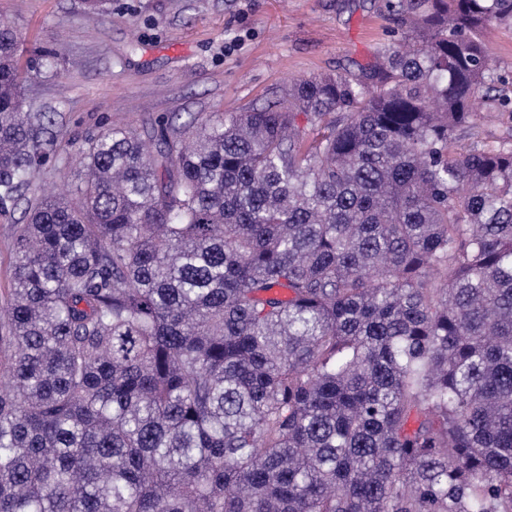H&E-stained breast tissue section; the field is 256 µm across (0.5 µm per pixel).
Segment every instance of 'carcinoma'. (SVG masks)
Instances as JSON below:
<instances>
[{
  "label": "carcinoma",
  "mask_w": 512,
  "mask_h": 512,
  "mask_svg": "<svg viewBox=\"0 0 512 512\" xmlns=\"http://www.w3.org/2000/svg\"><path fill=\"white\" fill-rule=\"evenodd\" d=\"M399 42L288 110L112 125L17 227L0 512H512V0H391ZM0 26V207L50 116ZM489 52L496 72L504 77L492 95L512 98V27L504 25L495 31ZM512 109L491 110L484 119L471 129L461 143L468 145L473 140H479L486 145H495L499 138L512 128Z\"/></svg>",
  "instance_id": "1"
}]
</instances>
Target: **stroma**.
<instances>
[{
  "mask_svg": "<svg viewBox=\"0 0 512 512\" xmlns=\"http://www.w3.org/2000/svg\"><path fill=\"white\" fill-rule=\"evenodd\" d=\"M0 20L22 36L18 64L31 111L55 125L30 170L25 200L0 211V300L11 286L15 233L27 202L71 177L79 148L110 125L137 133L163 116L241 112L287 101L293 82L357 71L394 40L386 0H0ZM59 51L53 75L36 51ZM490 55L512 98V27Z\"/></svg>",
  "mask_w": 512,
  "mask_h": 512,
  "instance_id": "obj_1",
  "label": "stroma"
}]
</instances>
